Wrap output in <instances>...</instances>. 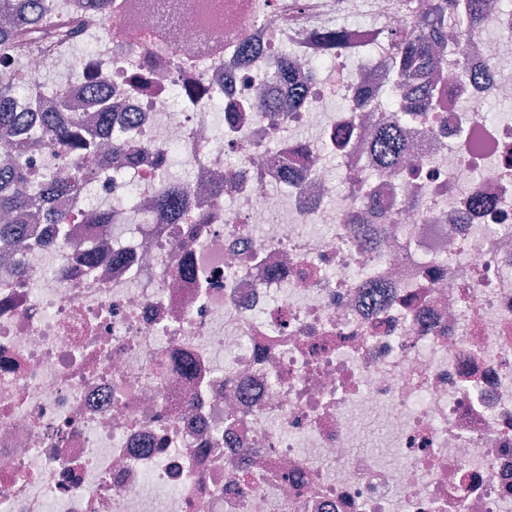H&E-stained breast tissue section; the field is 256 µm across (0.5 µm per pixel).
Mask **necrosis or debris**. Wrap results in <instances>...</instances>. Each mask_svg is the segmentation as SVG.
Here are the masks:
<instances>
[{
  "label": "necrosis or debris",
  "instance_id": "1",
  "mask_svg": "<svg viewBox=\"0 0 512 512\" xmlns=\"http://www.w3.org/2000/svg\"><path fill=\"white\" fill-rule=\"evenodd\" d=\"M123 2L124 46L97 35L94 57L147 150L76 197L126 203L0 260V512H512V116L484 119L512 99V12L446 52L440 105L379 171L412 0ZM361 4L371 23L347 24ZM165 17L182 59L131 94ZM176 163L186 220L165 224ZM410 148L411 143L403 122L393 117L382 120L370 146L373 164L378 169L395 168L401 164Z\"/></svg>",
  "mask_w": 512,
  "mask_h": 512
}]
</instances>
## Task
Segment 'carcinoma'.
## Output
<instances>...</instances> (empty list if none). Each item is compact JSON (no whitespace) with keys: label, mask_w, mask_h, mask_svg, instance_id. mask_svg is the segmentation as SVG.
<instances>
[{"label":"carcinoma","mask_w":512,"mask_h":512,"mask_svg":"<svg viewBox=\"0 0 512 512\" xmlns=\"http://www.w3.org/2000/svg\"><path fill=\"white\" fill-rule=\"evenodd\" d=\"M42 0H0V12L11 18L0 26V59L11 60L30 54L39 47L44 65L67 57L73 47L91 49L90 34L103 26H112V13L121 8L117 0H78L74 11L45 21L47 12ZM456 28L462 36L473 37L487 26L485 0H424L419 23L391 35L393 57L387 66L389 80L400 88L417 84L421 90V105H431L427 90L431 75L442 62L440 49ZM57 109L42 112L38 130L24 135L30 127L26 113L17 108L26 106L23 85L8 70L0 72V136L14 139L13 158L0 161V212L12 217V222L0 223V249L22 251L27 248L29 225L55 224L56 232L65 233L64 225L75 218L74 209L42 208L40 200L30 191L16 161L29 152L50 144L59 158L74 154L92 155L98 150V139L110 131L112 100L100 82L89 81L79 86L56 88ZM87 99L101 105L103 126L100 130L84 131L75 108ZM137 143L126 136L114 143L118 155L126 160L135 157ZM406 128L398 119L379 123L371 142L370 152L375 167L390 169L399 166L410 150ZM112 178V159L108 158L94 170H85L75 161L70 163L42 187V194L73 196L81 181ZM185 188L162 185L155 199L156 210L166 215L167 223L176 224L181 218L178 201Z\"/></svg>","instance_id":"cac0c4a2"}]
</instances>
